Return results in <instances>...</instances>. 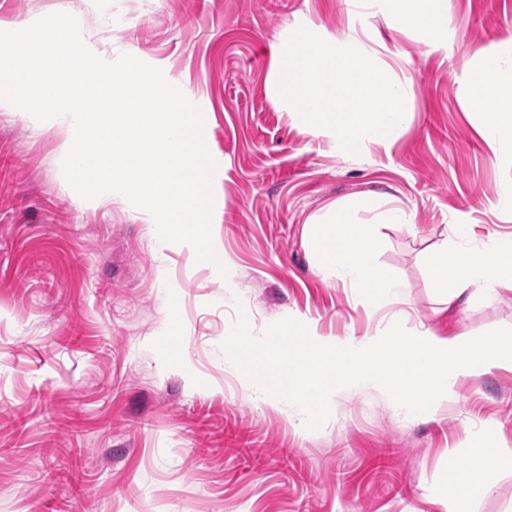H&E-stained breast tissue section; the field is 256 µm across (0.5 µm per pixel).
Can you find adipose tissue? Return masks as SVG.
Returning <instances> with one entry per match:
<instances>
[{"mask_svg": "<svg viewBox=\"0 0 512 512\" xmlns=\"http://www.w3.org/2000/svg\"><path fill=\"white\" fill-rule=\"evenodd\" d=\"M400 24L422 29L434 43L448 38V0H368ZM481 65L468 81L469 110L478 117V133L498 162L512 163V32L481 51ZM449 242L428 256L431 292L448 307H465L475 299L493 301L501 286L512 284V236H488L479 246L467 247L473 236L468 224L451 227ZM512 470V453L484 445L473 449L466 466L449 463L433 492L447 512H470L471 506L494 488L496 477Z\"/></svg>", "mask_w": 512, "mask_h": 512, "instance_id": "1", "label": "adipose tissue"}]
</instances>
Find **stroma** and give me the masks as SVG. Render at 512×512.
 <instances>
[{
	"label": "stroma",
	"instance_id": "35a3bbf8",
	"mask_svg": "<svg viewBox=\"0 0 512 512\" xmlns=\"http://www.w3.org/2000/svg\"><path fill=\"white\" fill-rule=\"evenodd\" d=\"M125 13L106 34L107 10ZM55 12L77 17L104 60L129 54L190 90L224 178L213 188V242L227 276L180 243L158 247L125 201L97 206L64 183L62 129L33 135L0 112V512H443L431 496L449 459L466 462L480 430L512 449V372L464 381L458 403L409 422L381 390L337 393L320 430H301L243 389L219 357L237 302L251 328L291 317L324 336L375 320L320 268L312 233L333 207L363 198L379 263L411 285L412 320L437 335L512 328V290L465 310L426 288L427 258L453 224L512 234L498 205L512 168L497 163L468 110L479 49L512 31V0H448V42L350 0H0V28ZM327 42L365 27L408 86L391 150L360 158L334 134L299 127L272 84L288 37ZM403 210L410 228L380 222ZM164 251L165 264L156 261ZM178 317L182 358L155 349ZM242 434L248 454L224 453ZM81 451L83 492L46 477L56 451Z\"/></svg>",
	"mask_w": 512,
	"mask_h": 512
}]
</instances>
